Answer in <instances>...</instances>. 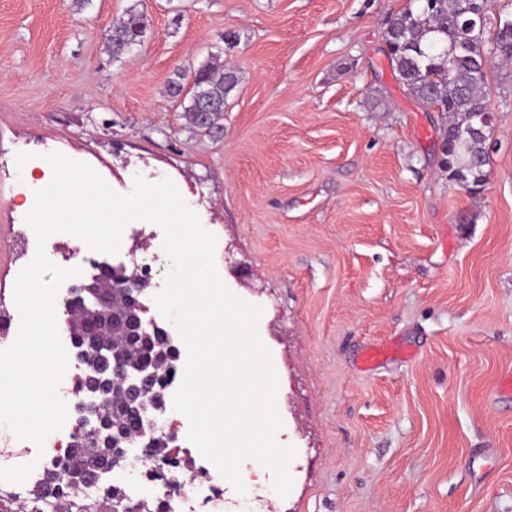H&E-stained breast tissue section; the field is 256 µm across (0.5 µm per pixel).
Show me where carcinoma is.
Returning a JSON list of instances; mask_svg holds the SVG:
<instances>
[{
	"label": "carcinoma",
	"instance_id": "carcinoma-1",
	"mask_svg": "<svg viewBox=\"0 0 512 512\" xmlns=\"http://www.w3.org/2000/svg\"><path fill=\"white\" fill-rule=\"evenodd\" d=\"M488 0H409V4L391 21L386 31L390 45L389 64L399 79L426 106L448 114L449 150L444 152L443 163L448 179L461 188L481 186L480 176L489 165L486 139L459 134L473 122V112L485 105L488 72L482 69L481 43L466 40L462 34L463 23L477 11L486 13ZM145 28L144 15L127 11L117 34L109 38L107 49L114 58L124 55L138 43ZM492 43L497 57L512 61V11H498ZM194 85L185 89L179 80L170 83L173 96L188 101L185 112L190 125L210 135L223 130L218 123L223 109L220 104L227 99L238 84L232 70L211 64L194 71ZM214 104L207 120L199 118L201 100ZM127 353L143 368L155 370L158 347L133 336L122 337ZM107 422L126 429L134 419L124 398L115 396L102 409ZM71 471L84 472L91 468L92 460L83 449L73 448L68 453ZM52 483L24 498L30 512H53L56 493ZM112 512H139L141 506L127 499L124 490L114 485L107 490Z\"/></svg>",
	"mask_w": 512,
	"mask_h": 512
}]
</instances>
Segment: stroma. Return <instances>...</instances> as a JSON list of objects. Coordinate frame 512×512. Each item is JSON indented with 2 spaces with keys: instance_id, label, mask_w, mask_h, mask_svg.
<instances>
[{
  "instance_id": "35a3bbf8",
  "label": "stroma",
  "mask_w": 512,
  "mask_h": 512,
  "mask_svg": "<svg viewBox=\"0 0 512 512\" xmlns=\"http://www.w3.org/2000/svg\"><path fill=\"white\" fill-rule=\"evenodd\" d=\"M409 0H0V287L23 262L15 155L59 151L117 192L172 179L217 237L225 284L262 305L277 434L298 454L280 498L248 461L228 512H512V64L491 69L490 181L442 167L446 117L389 66ZM136 10L146 29L112 59ZM233 69L223 132L168 87ZM247 264L234 280L225 257ZM402 346L378 365L372 347ZM126 19L123 18L117 34L112 35L107 42V49L113 58H120L133 45L139 42L142 30L145 28L144 15L133 10L126 13Z\"/></svg>"
}]
</instances>
